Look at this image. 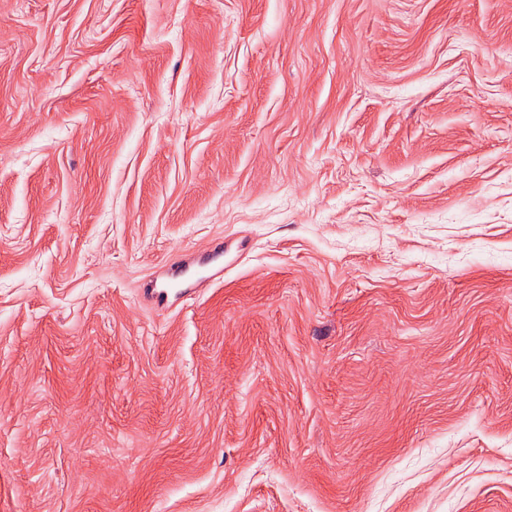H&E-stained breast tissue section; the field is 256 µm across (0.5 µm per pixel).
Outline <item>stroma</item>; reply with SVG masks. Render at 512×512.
<instances>
[{
	"label": "stroma",
	"instance_id": "35a3bbf8",
	"mask_svg": "<svg viewBox=\"0 0 512 512\" xmlns=\"http://www.w3.org/2000/svg\"><path fill=\"white\" fill-rule=\"evenodd\" d=\"M0 512H512V0H0Z\"/></svg>",
	"mask_w": 512,
	"mask_h": 512
}]
</instances>
